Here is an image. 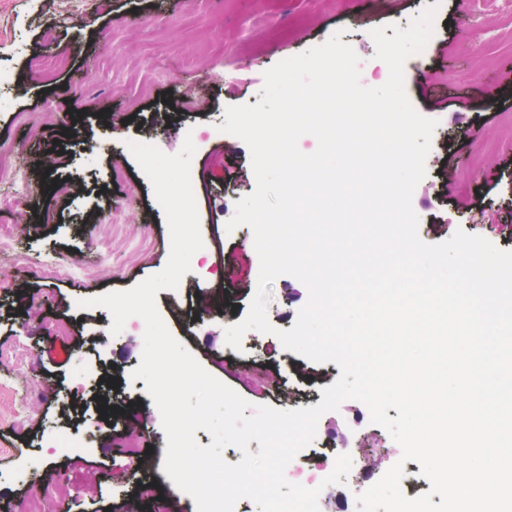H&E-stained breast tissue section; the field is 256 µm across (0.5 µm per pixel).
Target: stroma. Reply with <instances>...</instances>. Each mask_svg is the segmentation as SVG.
<instances>
[{"instance_id":"1","label":"stroma","mask_w":512,"mask_h":512,"mask_svg":"<svg viewBox=\"0 0 512 512\" xmlns=\"http://www.w3.org/2000/svg\"><path fill=\"white\" fill-rule=\"evenodd\" d=\"M438 4L435 32L404 64L406 93L438 125L426 176L412 205L422 241L456 230L512 251V6L499 0H0V63L13 84L0 86V156L26 180V209L14 207L12 186L0 182V226L14 230L31 257L14 266L0 256V345L29 346L31 363L0 366L14 395L0 396V499L26 512L40 497L43 512H194L192 497L171 488L163 471L166 435L140 364L145 324L129 318L111 334L112 318L84 300L132 288L167 264L170 236L153 188L128 148L157 145L177 154L185 137L196 147L191 167L204 172L195 198L200 231L211 241L194 253L177 290H161L157 306L170 332L200 365L254 405L297 409L318 405L322 388L339 377L336 363L316 364L283 348L270 334L247 332L241 350L225 340L246 315L260 263L247 225L227 230L236 204L255 189L251 152L220 132L225 109L260 99L264 73L280 61L321 45L333 34L359 58L364 86L384 84L371 30L408 28ZM28 113L18 122L17 113ZM111 114L104 122L103 114ZM59 144L47 169L43 148ZM57 194H43L45 179ZM66 268L46 279L44 260ZM267 316L291 329L308 290L290 275L268 285ZM73 324L55 333L57 319ZM120 375L113 416L102 423L91 403L85 362ZM26 402L25 424L10 418ZM84 440L56 445L58 435ZM315 454L333 468L337 454L359 443L379 446L358 465L378 480L401 457L400 446L371 424L367 406L342 402L317 424ZM146 451L155 485L135 487L141 471L127 451ZM68 482L59 501L54 481Z\"/></svg>"}]
</instances>
